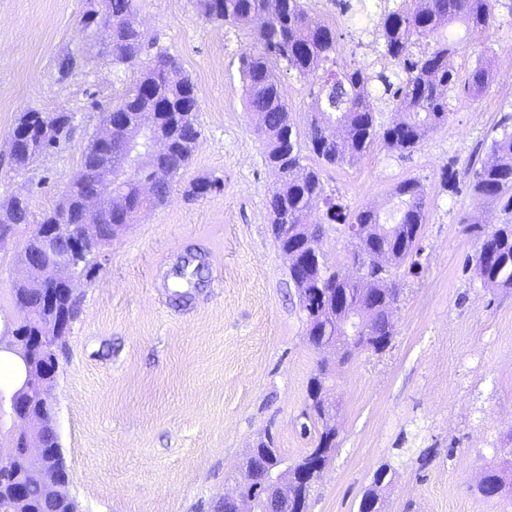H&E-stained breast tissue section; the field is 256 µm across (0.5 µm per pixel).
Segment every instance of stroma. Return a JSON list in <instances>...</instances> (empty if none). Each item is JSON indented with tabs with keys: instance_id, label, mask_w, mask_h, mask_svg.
<instances>
[{
	"instance_id": "obj_1",
	"label": "stroma",
	"mask_w": 512,
	"mask_h": 512,
	"mask_svg": "<svg viewBox=\"0 0 512 512\" xmlns=\"http://www.w3.org/2000/svg\"><path fill=\"white\" fill-rule=\"evenodd\" d=\"M89 0H0V203L22 194L30 222L61 197L82 152L139 69L115 74L102 39H86ZM335 26L329 68L383 69L381 40L348 22L334 0H303ZM141 28L175 56L195 86L201 136L166 205L137 214L105 249L97 276L79 283L80 310L50 391L80 512H210L264 429L289 460L314 442L300 423L320 359L271 232L266 201L279 185L241 104L238 58L246 32L211 24L191 0H138ZM455 71L488 76L512 68V8L500 4L483 32L445 28ZM76 60L59 77L64 57ZM74 114L70 132L28 169L13 170L10 134L25 108ZM446 124L401 155L374 142L350 166L324 172L348 211L393 208L395 187L426 192L419 275L399 268L394 335L385 352L356 351L336 366L330 395L338 434L307 512H358L381 465L392 476L383 512H512V498L484 497L478 484L512 448V288H486L465 262L478 248L467 229L489 212L464 173L485 161L512 98L495 84L452 99ZM453 166L457 193L440 174ZM223 190L196 201L199 177ZM206 260V279L178 306L168 286L188 255ZM222 187H224V181L220 177H201L189 184L186 195L188 198L198 200L213 191H220Z\"/></svg>"
}]
</instances>
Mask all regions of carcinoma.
Listing matches in <instances>:
<instances>
[{"instance_id": "1", "label": "carcinoma", "mask_w": 512, "mask_h": 512, "mask_svg": "<svg viewBox=\"0 0 512 512\" xmlns=\"http://www.w3.org/2000/svg\"><path fill=\"white\" fill-rule=\"evenodd\" d=\"M199 16L207 22L229 25L249 32L253 49L239 58L242 98L247 111L259 118L254 134L265 148L268 165L279 173L280 187L267 200L272 229L279 224L294 225L292 235L279 242L283 252L303 256L321 245L326 233L337 224H358L361 235L355 256L384 259L386 273L370 288L358 277L322 261L304 271L298 263H288V277L297 289L300 310L306 318V337L317 346L321 339L333 342L338 364L346 363L357 349L380 354L393 336L392 312L399 301L400 289L392 287V270L408 258L420 254L421 231L426 221V193L415 179L395 188L396 209L386 218L371 207L349 215L336 196L327 193L322 171L327 166L354 164L375 141L401 154L414 149L429 133L448 122L451 93L457 88L478 91L485 87L486 73L476 66L465 80H459L448 59L455 53L454 43L441 31L458 21L472 32H482L494 20L500 0H339L341 10L352 23L371 21L372 9L380 10L381 22L372 34L383 40V55L395 66L391 74L368 73L349 68L328 70L324 63L336 52V30L317 15L309 13L302 0H193ZM96 15H84L83 31L97 34L100 25L112 27L107 44L112 67L125 72L140 63L145 49L144 33L137 20L134 0H99ZM432 44L428 52L413 53V47ZM285 69L312 81L310 110L305 135L294 130L288 104L281 91L278 71ZM381 84V98L387 101L392 117L380 120L369 102L375 84ZM112 112V140L105 142L96 133L81 156L80 169L72 179L73 193L44 213L40 223L83 224L84 200L97 188L99 176L119 167L123 155L136 134L134 117L140 112L158 115V129L170 140L169 149L158 155L131 182L115 186L123 205L91 220L100 225L99 246L112 243L134 214L150 206L162 205L169 198L176 178L188 166L201 135L197 121L198 99L193 84L177 60L158 53L121 100L109 108ZM498 136L491 140V161L468 173L471 190L480 200L495 203L512 216V114L497 124ZM71 129L70 116L55 115L28 108L20 113L10 144L11 162L24 169L54 147ZM224 187L220 177L193 180L186 190L198 200ZM322 210L320 223L307 224V214ZM29 206L21 207L17 198L0 206L1 224H25ZM482 249L493 259L477 254L471 269L480 283L488 287L512 288V223L484 228L473 226ZM39 297L25 310L20 320L4 317V330L14 336H30L37 329ZM367 317L358 330L360 339L347 340L349 320ZM332 373L322 365L310 378L307 403L302 416L303 433L313 435L315 447L300 461L329 464L335 448L336 424L333 404L323 401L329 391ZM48 451L42 463L66 467L56 446L53 432L44 434ZM390 467L376 470L371 485L363 493L360 509H369L382 498L384 481ZM512 459L485 474L479 491L486 497L512 493ZM312 486L288 485V512H307ZM27 503L16 508L0 495V512H77V503L67 484L52 491L42 484L27 485Z\"/></svg>"}]
</instances>
